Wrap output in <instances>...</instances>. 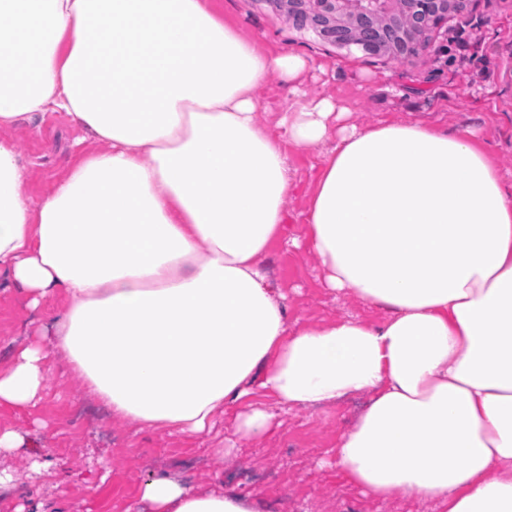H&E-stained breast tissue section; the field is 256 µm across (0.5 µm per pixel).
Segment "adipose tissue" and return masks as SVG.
<instances>
[{
  "instance_id": "obj_1",
  "label": "adipose tissue",
  "mask_w": 512,
  "mask_h": 512,
  "mask_svg": "<svg viewBox=\"0 0 512 512\" xmlns=\"http://www.w3.org/2000/svg\"><path fill=\"white\" fill-rule=\"evenodd\" d=\"M216 3L0 0V127L59 112L107 145L33 205L0 140V287L64 298L54 353L113 419L196 437L230 412L259 438L275 415L254 390L294 409L362 396L334 465L364 496L512 512V184L474 132L360 129L330 98L260 127L254 88L297 90L309 63L259 51ZM331 137L301 243L327 288L387 309L377 326L292 324L262 263L284 144ZM51 354L0 368V406L40 399ZM138 491L151 512H258L166 471Z\"/></svg>"
}]
</instances>
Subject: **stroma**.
<instances>
[{
    "mask_svg": "<svg viewBox=\"0 0 512 512\" xmlns=\"http://www.w3.org/2000/svg\"><path fill=\"white\" fill-rule=\"evenodd\" d=\"M218 7L260 50L295 51L311 62L297 97H289L287 83L276 77L255 88L262 126H274L287 103L299 108L323 97L347 107L350 123L359 127L383 119H434L452 130H476L480 147L512 183V0H465L461 12L430 28L428 48L409 62L332 42L309 25L295 27L285 0H218ZM0 140L20 152L22 191L33 201L48 194L71 165L103 148L58 113L1 128ZM333 147L330 141L316 151L285 145L288 240L272 244L265 264L285 294L291 319L300 324L356 318L376 325L385 316L382 309L326 288L316 258L290 243L304 229L319 168ZM57 306L51 300L34 311L21 289L0 288V367L30 340L52 350L48 316ZM363 404L354 397L324 409L289 411L281 414L277 430L259 440L238 438L231 418L223 417L211 434L189 440L112 420L83 393L70 367L54 359L34 406L0 409V428L24 439L20 448L0 455V470L17 477L15 492L0 500V512H37L40 504L58 512H149L137 489L157 471L259 498L262 512H434L402 498L377 507L336 470L319 465ZM225 444L234 451L222 461L215 450ZM44 460L51 461L50 472L40 471Z\"/></svg>",
    "mask_w": 512,
    "mask_h": 512,
    "instance_id": "obj_1",
    "label": "stroma"
}]
</instances>
